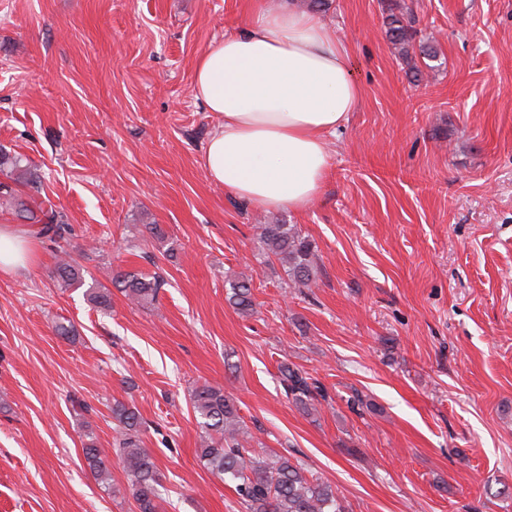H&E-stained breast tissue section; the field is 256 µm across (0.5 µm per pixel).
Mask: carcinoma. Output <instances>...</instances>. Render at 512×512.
I'll use <instances>...</instances> for the list:
<instances>
[{
    "mask_svg": "<svg viewBox=\"0 0 512 512\" xmlns=\"http://www.w3.org/2000/svg\"><path fill=\"white\" fill-rule=\"evenodd\" d=\"M413 23L402 13H391L386 36L398 57L411 64L412 77L418 81L423 69H435L431 62L439 53L434 39H416ZM417 58L426 61L425 68L415 64ZM36 183V173L26 159L0 150V211L22 221L29 234L62 239L71 232L66 215L39 199ZM256 229L266 254L285 266L290 286L309 288L316 282L311 244L295 225L259 224ZM54 277L62 288L83 282L82 269L67 255L56 263ZM112 282L130 303L140 307L153 305L160 288L158 277L143 273L118 271ZM252 290V277L246 274L230 283L229 302L243 316L255 312ZM279 372L286 396L303 413L312 414L327 400L323 385L307 373L285 364ZM192 403L202 429L199 462L212 476L234 487L246 512H346L336 489L321 478L307 476L285 455L260 456L251 449V436L243 427L236 402L223 388L206 383L198 386L192 393ZM112 417L117 424L111 451L123 464L137 512H160L159 471L144 448L137 410L117 400L112 405ZM82 451L95 478L104 486L111 485V451L99 447L91 433Z\"/></svg>",
    "mask_w": 512,
    "mask_h": 512,
    "instance_id": "1",
    "label": "carcinoma"
}]
</instances>
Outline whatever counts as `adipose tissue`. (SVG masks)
Instances as JSON below:
<instances>
[{
  "label": "adipose tissue",
  "mask_w": 512,
  "mask_h": 512,
  "mask_svg": "<svg viewBox=\"0 0 512 512\" xmlns=\"http://www.w3.org/2000/svg\"><path fill=\"white\" fill-rule=\"evenodd\" d=\"M192 96L220 117L202 157L207 177L255 208L300 211L320 195L326 139L361 91L347 46L321 16L260 5L199 57Z\"/></svg>",
  "instance_id": "obj_1"
}]
</instances>
